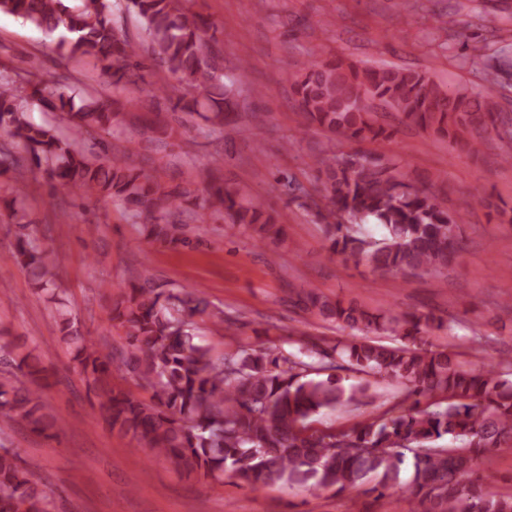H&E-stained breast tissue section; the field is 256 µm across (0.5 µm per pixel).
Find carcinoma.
Instances as JSON below:
<instances>
[{
    "mask_svg": "<svg viewBox=\"0 0 512 512\" xmlns=\"http://www.w3.org/2000/svg\"><path fill=\"white\" fill-rule=\"evenodd\" d=\"M142 21L147 51L130 40L112 19V0H0V13L12 15L56 39L62 58H84L99 67L104 89L75 107L69 76L43 72L25 82L0 81V129L30 153L32 163L68 192L81 197L115 198L144 226L147 236L175 242L177 217L220 215L232 223L258 226L260 238L282 232L278 217L222 184L202 193L194 178L167 186L106 145L87 151L79 142L98 132H122L125 113L106 100L120 88L137 86L160 70L175 79L183 95L172 96L165 79L150 83V97L197 111L201 100L214 103L206 116L208 135H221L234 112L232 87L223 82L224 55L217 26L185 7V0H126ZM295 106L310 125L355 143L389 139L391 126L378 109L398 113L408 124L478 154L485 135L512 139V115L501 112L491 95L450 93L425 73L409 68L359 66L342 59L313 62L292 84ZM57 112L66 130L37 123L33 108ZM319 198L285 179L283 186L307 199L325 225L329 256L343 255L383 272H440L463 252L460 224L468 208L448 209L445 197L417 184L395 163L380 156L351 168L340 158L324 169ZM373 220L387 234L375 239L365 228ZM17 253L35 288L58 296L55 267L35 228L17 222ZM302 309L356 332L390 333L402 344L352 341L321 348L299 340V354L241 347L222 358L195 342L196 318L231 328L236 320L210 307L196 287L161 289L150 280L134 284L111 310L125 328L128 346L103 359L94 342L76 327L60 305L55 327L74 345L76 369L96 392L102 418L172 463L180 472L219 480L230 472L257 486L307 485L352 490L371 478L384 496L399 481L407 457L409 480L422 512H512V495L491 494L485 477L471 470L480 454L512 438V384L496 367L473 369L457 353L417 347L424 330L445 331L448 321L433 314L372 312L355 302L331 301L309 289L298 293ZM395 379L413 406L407 412L360 422L340 433L310 432L309 420L323 410L374 399L369 384L345 386L335 371ZM132 378L151 392L145 402L114 389L112 377ZM46 369L28 352L14 357L11 343L0 344V424L22 423L55 437L62 420L47 411L40 388ZM448 396L442 410L419 409L420 399ZM448 436L458 446H437ZM37 465L0 448V512H53L51 497L35 479Z\"/></svg>",
    "mask_w": 512,
    "mask_h": 512,
    "instance_id": "cac0c4a2",
    "label": "carcinoma"
}]
</instances>
